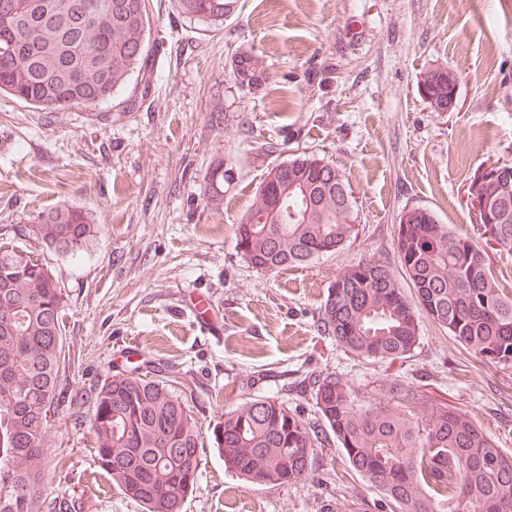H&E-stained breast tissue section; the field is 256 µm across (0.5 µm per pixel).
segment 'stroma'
<instances>
[{
  "label": "stroma",
  "mask_w": 512,
  "mask_h": 512,
  "mask_svg": "<svg viewBox=\"0 0 512 512\" xmlns=\"http://www.w3.org/2000/svg\"><path fill=\"white\" fill-rule=\"evenodd\" d=\"M149 3L148 80L131 76L92 109L44 112L0 96V236L38 249L31 227L70 206L102 228L77 255L44 254L63 296L66 392L125 371L172 380L206 439L181 512H379L380 493L351 474L338 445L317 449L302 480L254 486L225 470L211 439L226 410L258 396L311 419L304 378L320 371L374 397L394 379L419 387L512 453V368L477 361L425 317L414 351L392 364L317 331L345 265L396 264L403 210L425 207L471 232L470 177L512 162V0H238L218 26L173 0ZM243 48L267 64L251 90L230 76ZM438 66L460 75L448 112L421 93ZM311 154L348 179L356 233L304 266L257 271L236 246L239 221L268 168ZM220 158L233 170L214 214L203 177ZM45 448L57 466L48 496L80 497L82 512H143L67 416Z\"/></svg>",
  "instance_id": "1"
}]
</instances>
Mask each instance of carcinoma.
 <instances>
[{
	"label": "carcinoma",
	"instance_id": "obj_1",
	"mask_svg": "<svg viewBox=\"0 0 512 512\" xmlns=\"http://www.w3.org/2000/svg\"><path fill=\"white\" fill-rule=\"evenodd\" d=\"M180 14L224 23L235 0H175ZM148 0H0V95L45 112L92 107L112 98L146 67ZM262 80L264 59L241 49L232 72ZM441 68L424 72V90L448 102ZM278 185L288 206L273 212L262 195L238 224L236 246L249 266L273 271L341 249L351 238L352 193L345 175L315 155L283 162ZM486 188L500 249L512 252V164ZM231 168L218 159L204 176L210 211L224 206ZM396 224L399 270L358 259L327 290L317 330L359 357L392 364L419 343V313L448 332L475 358L512 367V292L493 274L488 254L427 208L403 211ZM43 248L76 254L99 233L88 212L66 207L32 227ZM0 512H81L73 496L45 493L47 412L69 411L74 426L89 423L99 466L145 512H180L192 490L204 445L187 400L169 379L116 373L94 389L60 399L64 353L63 297L47 264L0 242ZM413 289L407 297L400 281ZM314 418L259 396L224 412L214 440L224 466L256 485L304 478L314 452L336 440L349 467L384 497L391 512H492L512 504V455L466 412L429 404L408 383L391 382L373 398L334 372L309 381Z\"/></svg>",
	"mask_w": 512,
	"mask_h": 512
}]
</instances>
